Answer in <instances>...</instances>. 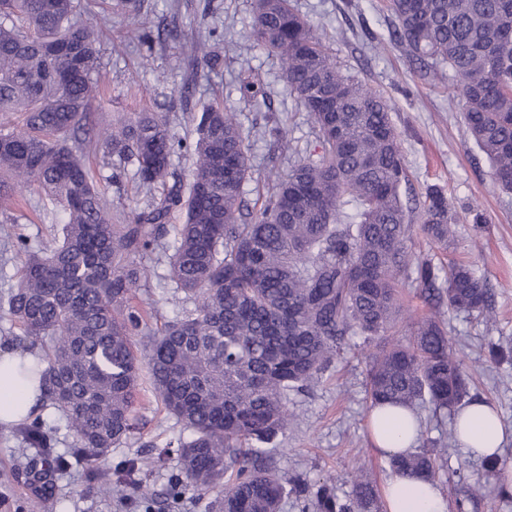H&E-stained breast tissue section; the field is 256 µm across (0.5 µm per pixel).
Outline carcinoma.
I'll list each match as a JSON object with an SVG mask.
<instances>
[{
    "label": "carcinoma",
    "mask_w": 512,
    "mask_h": 512,
    "mask_svg": "<svg viewBox=\"0 0 512 512\" xmlns=\"http://www.w3.org/2000/svg\"><path fill=\"white\" fill-rule=\"evenodd\" d=\"M391 40L434 74L448 73L471 139L493 177L512 193V0H390ZM247 46L275 54L281 79L312 117L320 151L266 176L250 218L241 209L252 177L249 140L221 102L191 114L197 139L188 183L167 185L175 142L160 112L121 113L99 127L93 112L102 70L97 36L80 0H0V200L35 188L54 200L65 222L50 247L0 238L21 257L8 301L20 341L41 347L42 404L66 419L78 447L53 454L39 418L0 422L27 444L21 475L29 494H51L56 474L96 458L93 481L112 479L110 449L135 432L131 412L142 367L156 395L190 431L178 437L179 475L166 505L188 493L213 497L204 512H279L293 492L302 512H380L371 472L351 474L340 497L324 479L288 481L269 447L292 424L294 393L314 387L352 337L362 339L371 406L428 405L446 417L462 406L470 374L448 328L434 313L408 316L399 301L401 275L432 302L440 276L448 307L490 318L484 282L466 265L448 271L415 254L408 183L399 134L386 97L345 75L323 37L291 0H254ZM199 72L218 60L206 42L193 47ZM103 140L114 166H135L148 197L115 224L86 159ZM182 209L185 220L169 223ZM422 230L443 249L454 233L448 197L426 189ZM163 249L176 288L192 307L143 334L132 296L148 270L137 257ZM418 448L388 458L409 478L435 481L443 467L438 441L418 433ZM135 460L117 468V485L138 492ZM456 512L478 496L466 465Z\"/></svg>",
    "instance_id": "1"
}]
</instances>
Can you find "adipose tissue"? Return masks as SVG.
I'll list each match as a JSON object with an SVG mask.
<instances>
[{
	"label": "adipose tissue",
	"mask_w": 512,
	"mask_h": 512,
	"mask_svg": "<svg viewBox=\"0 0 512 512\" xmlns=\"http://www.w3.org/2000/svg\"><path fill=\"white\" fill-rule=\"evenodd\" d=\"M39 359L13 352L0 354V421L23 419L39 393L35 369ZM418 423L407 409L378 406L369 414V430L376 450L383 455L407 452L416 446ZM456 442L467 455L481 457L500 453L504 424L497 409L485 402L464 408L456 418ZM388 512H448L439 489L419 479L392 473L385 482Z\"/></svg>",
	"instance_id": "obj_1"
}]
</instances>
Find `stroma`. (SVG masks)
Here are the masks:
<instances>
[{
	"label": "stroma",
	"mask_w": 512,
	"mask_h": 512,
	"mask_svg": "<svg viewBox=\"0 0 512 512\" xmlns=\"http://www.w3.org/2000/svg\"><path fill=\"white\" fill-rule=\"evenodd\" d=\"M90 21L99 34L101 65L108 83L94 102L100 124L108 125L117 112L149 110L165 113L174 140L180 141L170 167L171 172L187 177L192 157L187 150L194 140L190 112L199 111L212 99L231 107L244 129L253 133L251 163L260 176L287 163L278 162L272 127H285L298 149L315 145L311 117L291 97L281 80L278 58L265 51L244 50V37L251 17L252 0H141L137 16L118 17L112 12L113 0H89ZM295 9L326 35L331 53L343 72L379 90L393 107L391 118L401 141L409 174L411 195L423 199L428 186H439L452 202L457 221L454 240L441 250L429 243L420 228L411 231L415 252L432 258L437 265L457 260L469 265L494 295L496 329H487L481 318L441 307L458 357L466 369L480 368L471 391L500 410L505 425L501 457L512 464V361L490 362L489 341L512 345V194L502 193L492 178L487 158L467 136L458 98L448 91V83L420 73L405 49L390 43L389 32L395 19L389 0H293ZM153 23L175 26L177 39L132 42L130 30L140 16ZM207 35L209 44L221 58V67L210 78H193L189 64L191 37ZM257 80L263 96L249 98L239 90L240 78ZM107 148L97 144L91 166L102 181L112 209L130 211L143 207L131 171L112 179L105 166ZM27 202L10 214L0 213V223L14 218L18 231L33 244H48L61 231V215L55 203L35 190L26 194ZM149 270L148 286L138 297L153 304L148 320L156 328L173 317L182 306V294L169 275L163 254L142 258ZM18 261L13 252L0 247V348L18 349L17 333L8 317L7 298L17 280ZM291 405L296 419L278 439L280 467L286 474L300 473L315 481L324 477L336 480L339 495L351 493L350 476L354 468L370 470L378 483H385L391 469L378 453L368 430L369 404L365 393V359L360 349L344 352L331 369L307 393L293 395ZM133 415L141 427L107 455L109 465L136 458L147 464L144 483L154 499H162L170 478L179 472L176 457L151 466L152 457L169 442L186 435L185 426L169 414L153 393L149 377H142L139 399ZM431 437L444 440L447 464L440 470L436 485L447 501L463 491L451 473L459 461L478 478L482 491L471 512H512V499L498 493L500 476L485 475L480 461L465 459L457 447L451 419L437 420L431 408L419 410ZM25 445L20 437L0 432V512H141L136 501L119 506L117 497L88 484L83 471L71 470L56 477L52 496L40 504L29 501L23 482L11 479L10 471L21 460Z\"/></svg>",
	"instance_id": "obj_1"
}]
</instances>
